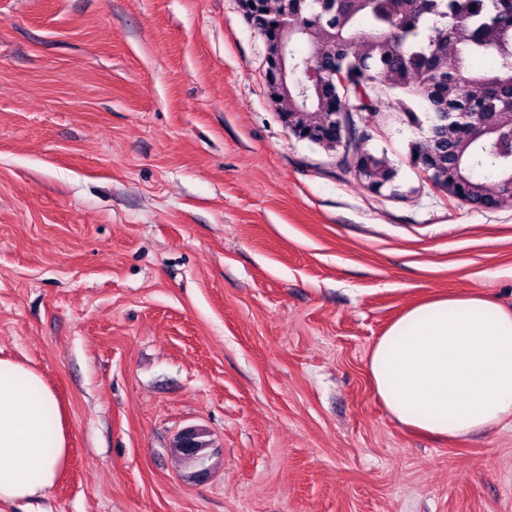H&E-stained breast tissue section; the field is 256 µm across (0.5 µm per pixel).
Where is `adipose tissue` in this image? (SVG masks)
Wrapping results in <instances>:
<instances>
[{"label": "adipose tissue", "instance_id": "1", "mask_svg": "<svg viewBox=\"0 0 512 512\" xmlns=\"http://www.w3.org/2000/svg\"><path fill=\"white\" fill-rule=\"evenodd\" d=\"M368 371L389 413L419 432L460 438L512 422V308L478 290L412 307L376 342ZM68 455L53 389L0 358V502L42 497Z\"/></svg>", "mask_w": 512, "mask_h": 512}]
</instances>
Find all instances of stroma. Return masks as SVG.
Listing matches in <instances>:
<instances>
[{
    "instance_id": "35a3bbf8",
    "label": "stroma",
    "mask_w": 512,
    "mask_h": 512,
    "mask_svg": "<svg viewBox=\"0 0 512 512\" xmlns=\"http://www.w3.org/2000/svg\"><path fill=\"white\" fill-rule=\"evenodd\" d=\"M238 0H0V356L55 390L57 484L0 512H512V424L422 435L368 354L409 308L512 306V199L402 194L296 139ZM207 430L208 469L172 453ZM206 434V430L198 426L186 427L179 433L180 440H182V445L186 449L196 448L197 439L206 437ZM172 448H174L175 454L181 459V461L184 462L188 468H190L189 465H192L189 463L186 451L184 448H182L178 437L173 441Z\"/></svg>"
}]
</instances>
